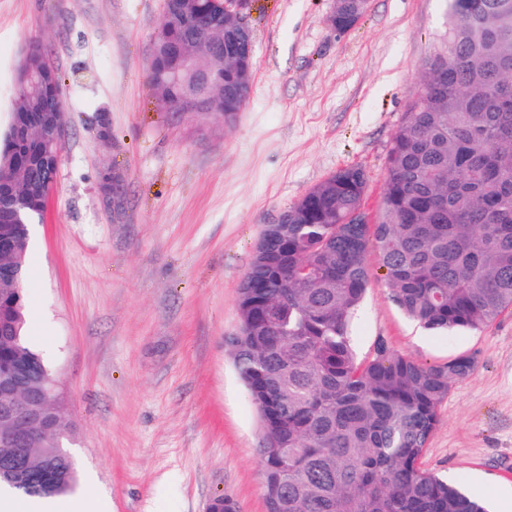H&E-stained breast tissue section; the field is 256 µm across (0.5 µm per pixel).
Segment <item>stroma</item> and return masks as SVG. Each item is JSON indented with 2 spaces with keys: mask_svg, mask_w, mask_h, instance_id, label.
<instances>
[{
  "mask_svg": "<svg viewBox=\"0 0 512 512\" xmlns=\"http://www.w3.org/2000/svg\"><path fill=\"white\" fill-rule=\"evenodd\" d=\"M333 0H254V74L232 124L162 110L147 49L165 0H0V128L26 45L61 73L68 137L48 213L30 247L26 335L61 391L78 466L69 502L108 512H266L260 416L228 337L238 287L266 225L329 174L384 188L387 150L439 30L442 0H370L349 31ZM120 175L113 214L102 186ZM352 320L355 351L377 341L430 365L476 368L451 384L420 460L492 512L512 489V309L488 326L434 334L390 298L377 253Z\"/></svg>",
  "mask_w": 512,
  "mask_h": 512,
  "instance_id": "obj_1",
  "label": "stroma"
}]
</instances>
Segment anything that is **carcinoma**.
Wrapping results in <instances>:
<instances>
[{
    "label": "carcinoma",
    "mask_w": 512,
    "mask_h": 512,
    "mask_svg": "<svg viewBox=\"0 0 512 512\" xmlns=\"http://www.w3.org/2000/svg\"><path fill=\"white\" fill-rule=\"evenodd\" d=\"M444 22L422 65L406 120L387 154L372 221L348 217L365 196L362 168L337 170L286 208L278 233L262 237L239 286L242 331L230 339L235 368L263 421L261 482L267 512H486L482 500L427 472L419 460L438 410L475 360L427 365L377 343L360 360L351 322L377 252L392 301L423 329L478 330L512 309V0H444ZM186 46L188 63L168 48ZM148 78L162 107L187 97L224 111V90L250 93L252 35L213 0H167L149 50ZM58 69L32 43L16 74L12 121L30 129V148L50 142L63 120L52 96ZM27 147L0 139V185L39 222L41 189L55 177L30 167ZM30 233L0 255L14 268L0 280V373L35 385L52 380L25 338L23 295ZM25 448L0 446V464L20 459L0 483L29 497L74 490L78 471L61 409Z\"/></svg>",
    "instance_id": "carcinoma-1"
}]
</instances>
